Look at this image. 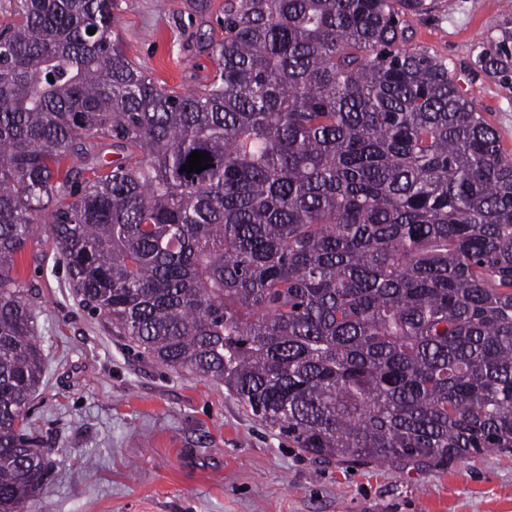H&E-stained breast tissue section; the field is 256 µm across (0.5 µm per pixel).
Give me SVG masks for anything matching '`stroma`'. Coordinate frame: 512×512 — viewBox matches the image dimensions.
<instances>
[{
  "label": "stroma",
  "mask_w": 512,
  "mask_h": 512,
  "mask_svg": "<svg viewBox=\"0 0 512 512\" xmlns=\"http://www.w3.org/2000/svg\"><path fill=\"white\" fill-rule=\"evenodd\" d=\"M408 16L411 47L444 61L512 150V80L481 69L480 42L512 28L502 0H430ZM128 58L182 93L216 71L224 0H115ZM37 232L19 259L38 288L45 357L30 405L49 450L45 486L24 512H512V451L437 465L323 462L294 447L224 386L129 349L74 297Z\"/></svg>",
  "instance_id": "1"
}]
</instances>
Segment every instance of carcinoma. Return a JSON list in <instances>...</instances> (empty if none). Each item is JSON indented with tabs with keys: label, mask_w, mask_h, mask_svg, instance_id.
Segmentation results:
<instances>
[{
	"label": "carcinoma",
	"mask_w": 512,
	"mask_h": 512,
	"mask_svg": "<svg viewBox=\"0 0 512 512\" xmlns=\"http://www.w3.org/2000/svg\"><path fill=\"white\" fill-rule=\"evenodd\" d=\"M113 6L14 0L0 43V512L48 474L17 271L43 217L83 308L317 459L512 449V153L407 48L426 0H224L213 79L180 94ZM194 151L211 167L180 172Z\"/></svg>",
	"instance_id": "carcinoma-1"
}]
</instances>
